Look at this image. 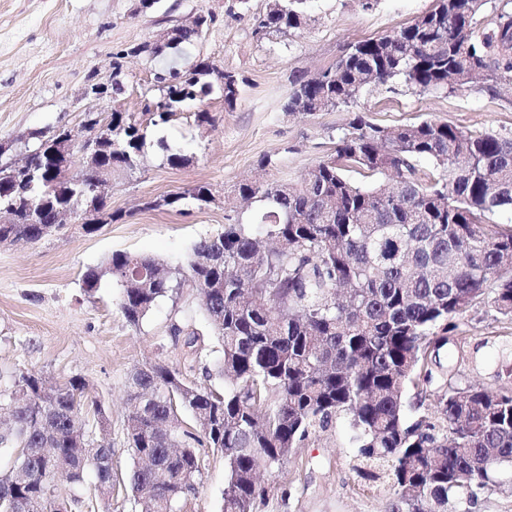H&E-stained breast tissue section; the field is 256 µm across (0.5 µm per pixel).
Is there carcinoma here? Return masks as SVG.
Listing matches in <instances>:
<instances>
[{"label": "carcinoma", "instance_id": "cac0c4a2", "mask_svg": "<svg viewBox=\"0 0 512 512\" xmlns=\"http://www.w3.org/2000/svg\"><path fill=\"white\" fill-rule=\"evenodd\" d=\"M308 0H268L254 32L288 33L307 23ZM489 0H436L408 26L349 46L320 79L292 78L282 110L307 115L342 109L385 87L415 93L492 90L512 84V10L486 15ZM175 44L144 52L156 61L199 39L177 26ZM193 83L158 76L159 95L139 115L112 111L109 176L133 173L149 131L168 124L184 105L217 88L233 111L236 75L211 62L193 69ZM50 137L30 134L32 180L0 159V243L36 244L55 210L89 193L93 177L64 179L43 150ZM431 162L429 173L419 162ZM384 175L393 187L361 185L346 172ZM47 201L46 223L30 224L24 198ZM199 184L144 203L174 210L185 200L211 203ZM235 199H254L222 231L194 243L185 266L124 252L83 275L86 292L103 278L121 284L120 309L134 325L155 302L189 281L204 298L205 318L221 344L216 376L224 389H202L178 367L133 371L134 406L126 426L136 463L129 485L141 512H176L196 490L201 449L224 456V512H254L264 496L260 473L279 464L320 430L344 420L355 457L373 478L388 467V512H472L488 482L512 468V367L495 387L461 384L437 357L454 334L456 316L492 293L497 312L512 319V224L491 216L512 212V137L464 132L422 121L394 129L353 112L334 154L297 184L241 182ZM414 391L415 402L407 401ZM86 383H57L33 371L7 375L0 413V512H60L55 479L67 478L71 502L96 512L112 496L84 497L85 475L112 487V446L89 434L81 411Z\"/></svg>", "mask_w": 512, "mask_h": 512}]
</instances>
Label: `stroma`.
Here are the masks:
<instances>
[{
  "label": "stroma",
  "mask_w": 512,
  "mask_h": 512,
  "mask_svg": "<svg viewBox=\"0 0 512 512\" xmlns=\"http://www.w3.org/2000/svg\"><path fill=\"white\" fill-rule=\"evenodd\" d=\"M267 0H158L145 10L140 0H0V143L10 158H21L31 132L78 125L85 110L140 113L157 95L155 64L147 57L124 59L126 87L114 98L84 97L87 84L105 80L117 50L155 40L199 11L214 24L200 42L187 47L181 68L204 57L240 80L235 111L224 109L220 92L184 107L166 126L152 130L143 164L113 181L105 193L110 209L123 218L89 234L75 224L37 244H0V373L16 369L44 373L54 381L83 378L102 410L89 417L93 433H106L112 446L110 512H139L128 486L134 458L127 444L128 381L135 368L151 363L190 365L189 380L202 388H223L211 376L219 347L194 288L183 286L160 298L139 326L130 325L119 303L120 285L103 279L86 293L81 276L115 252L152 255L181 268L190 247L220 231L230 210L224 198L245 180L298 182L319 160L333 153L350 115L283 112L293 75L330 65L350 44L377 38L409 25L430 11L435 0H379L369 11L360 0H311L306 26L287 35L255 34L253 18ZM358 108L377 125L395 128L432 120L463 131L512 136V91L461 88L425 94L380 92L361 97ZM210 112L199 126L195 114ZM166 148H159V141ZM189 156L173 167L166 150ZM273 164L260 168L263 157ZM210 184L214 201L186 213L144 209L151 198ZM469 351L486 356L512 349V321L491 300L460 315ZM192 326L205 340L201 354H189L173 336L174 326ZM345 422L319 432L284 463L261 476L265 495L257 512H385L383 482L357 472ZM224 457L208 451L195 493L177 512H223Z\"/></svg>",
  "instance_id": "obj_1"
}]
</instances>
